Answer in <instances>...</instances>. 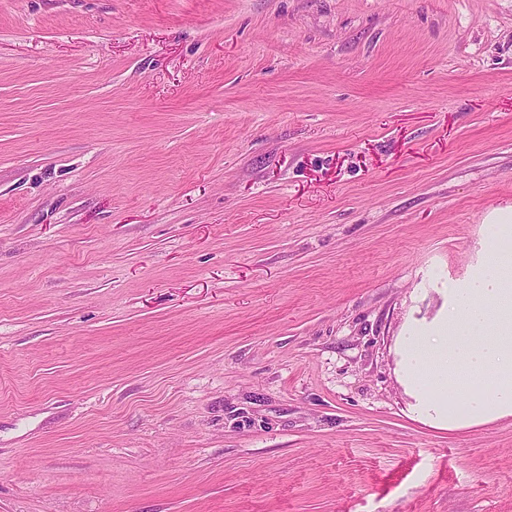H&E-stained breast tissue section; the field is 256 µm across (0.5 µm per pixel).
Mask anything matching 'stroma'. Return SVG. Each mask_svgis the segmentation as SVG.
I'll list each match as a JSON object with an SVG mask.
<instances>
[{"instance_id": "1", "label": "stroma", "mask_w": 512, "mask_h": 512, "mask_svg": "<svg viewBox=\"0 0 512 512\" xmlns=\"http://www.w3.org/2000/svg\"><path fill=\"white\" fill-rule=\"evenodd\" d=\"M494 218L512 0H0V512H512L397 367Z\"/></svg>"}]
</instances>
